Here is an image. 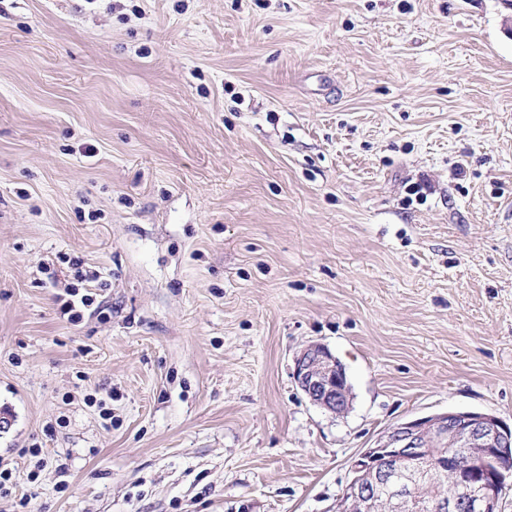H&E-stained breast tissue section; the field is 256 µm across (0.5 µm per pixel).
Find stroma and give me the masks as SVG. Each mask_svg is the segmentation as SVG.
Here are the masks:
<instances>
[{
	"mask_svg": "<svg viewBox=\"0 0 512 512\" xmlns=\"http://www.w3.org/2000/svg\"><path fill=\"white\" fill-rule=\"evenodd\" d=\"M466 410L512 425V0H0V512H329ZM292 375L312 404L334 415L349 409L351 394L345 369L327 346L311 343L300 350L294 357Z\"/></svg>",
	"mask_w": 512,
	"mask_h": 512,
	"instance_id": "obj_1",
	"label": "stroma"
}]
</instances>
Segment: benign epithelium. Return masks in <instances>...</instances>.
Instances as JSON below:
<instances>
[{
    "mask_svg": "<svg viewBox=\"0 0 512 512\" xmlns=\"http://www.w3.org/2000/svg\"><path fill=\"white\" fill-rule=\"evenodd\" d=\"M293 378L319 408L334 415L349 409L345 369L327 346L311 343L300 350L294 357ZM457 447L512 457V427L479 411H448L393 424L354 462L353 477L336 499L333 512H390L395 507L402 512H421L423 485L417 483L401 484L385 500L376 502L374 486L394 471L417 472L428 482L448 475L457 486L474 480L482 487L478 512H499L504 470L475 471L469 476L448 456L447 449Z\"/></svg>",
    "mask_w": 512,
    "mask_h": 512,
    "instance_id": "7a95c632",
    "label": "benign epithelium"
}]
</instances>
